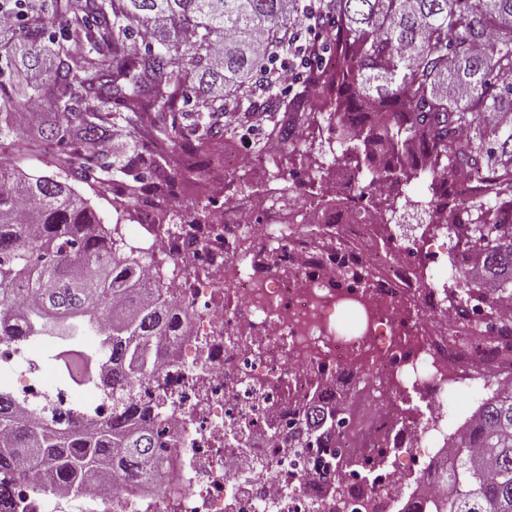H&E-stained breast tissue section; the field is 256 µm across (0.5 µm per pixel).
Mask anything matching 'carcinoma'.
I'll use <instances>...</instances> for the list:
<instances>
[{
  "label": "carcinoma",
  "mask_w": 512,
  "mask_h": 512,
  "mask_svg": "<svg viewBox=\"0 0 512 512\" xmlns=\"http://www.w3.org/2000/svg\"><path fill=\"white\" fill-rule=\"evenodd\" d=\"M65 42L48 67L34 52L54 24L0 44V137L36 103L49 114L41 137L53 166L118 183V206L163 202L183 182V164L211 140L254 128L263 155L272 143L308 152L294 131L333 111L352 120L336 162L353 164L358 209L376 206L391 224L403 187L429 182L425 223L455 239L445 299L477 297L488 314L512 301V0H77ZM318 37L298 47L289 17ZM151 30L140 42L135 37ZM301 60L299 88L284 94L278 70ZM191 107V132L166 114ZM128 149L98 150L105 124ZM168 139L175 155L155 150ZM107 232L67 182L0 164V337L101 333L100 385L121 406L109 422L61 428L27 418L0 388V494L15 468L37 489L78 496L110 480L130 492L158 481L167 415L161 391L137 410L135 393L159 383V360L185 335L188 313L170 283L141 271L134 248ZM352 411L316 406L288 427V447L329 448L323 475L341 481ZM439 473L443 494L428 512H512V385L498 387L456 436Z\"/></svg>",
  "instance_id": "1"
}]
</instances>
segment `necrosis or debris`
<instances>
[{"mask_svg":"<svg viewBox=\"0 0 512 512\" xmlns=\"http://www.w3.org/2000/svg\"><path fill=\"white\" fill-rule=\"evenodd\" d=\"M240 178L258 190L232 216L209 195L202 233L171 224L147 249L204 272L196 286L175 284L192 321L162 373L172 415L163 488L131 496L106 483L75 498L19 479L0 512H410L433 495L431 450L448 440L457 396L476 399L487 384L512 380V314L499 315L501 335L463 337V325L481 322L482 307L443 304L438 285L448 279L447 262L418 244L380 266L354 245L355 234L378 235L383 217L372 210L356 224L353 166L341 172L343 189L324 193L313 208L322 219L344 218L336 227L341 244L332 249L289 230L287 212L272 211L279 188L264 163L242 169ZM244 235L253 241L247 255L237 248ZM271 245L279 248L275 268L263 263ZM417 264L427 279L416 277ZM409 297L425 306L422 324L411 319ZM362 360L383 370L398 394L418 397L420 417L405 418L395 396L372 391L342 450L367 465L346 472L338 493L319 478L320 450L289 449L283 430ZM0 374L32 420L78 423L85 405L100 418L112 412L110 394L80 399L21 340H0Z\"/></svg>","mask_w":512,"mask_h":512,"instance_id":"4bbe7bcc","label":"necrosis or debris"}]
</instances>
